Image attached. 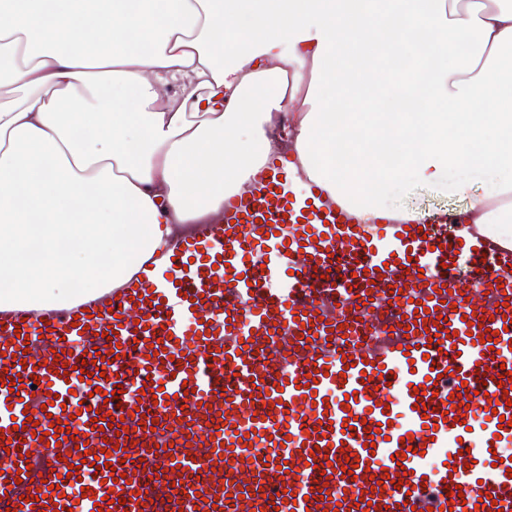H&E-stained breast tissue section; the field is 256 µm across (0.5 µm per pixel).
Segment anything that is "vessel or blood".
<instances>
[{"mask_svg":"<svg viewBox=\"0 0 512 512\" xmlns=\"http://www.w3.org/2000/svg\"><path fill=\"white\" fill-rule=\"evenodd\" d=\"M285 175L274 165L223 223L184 236L165 269L140 272L108 307L0 314V501L11 512H141L170 477V512H217L230 493L249 512H512V381L500 378L512 372V252L457 235L444 216L350 223L318 186L296 204ZM382 290L398 293L403 326L347 324L340 307H375ZM80 364L94 375L89 399L70 389ZM139 394L144 408L131 410ZM114 417L119 429H101ZM170 429L207 437L208 491L192 455H158ZM45 438L32 463L27 449ZM250 438L272 448L268 461L225 468ZM102 451L113 467L97 471ZM456 485L462 496H448Z\"/></svg>","mask_w":512,"mask_h":512,"instance_id":"1","label":"vessel or blood"}]
</instances>
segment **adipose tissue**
Instances as JSON below:
<instances>
[{
	"mask_svg": "<svg viewBox=\"0 0 512 512\" xmlns=\"http://www.w3.org/2000/svg\"><path fill=\"white\" fill-rule=\"evenodd\" d=\"M289 98L295 193L368 224L433 182L473 197L458 235L512 249V0H0V310L163 265L269 164ZM294 112H298L296 105L287 106L283 111L277 112L268 128V139L277 154L287 156L291 153V143L282 136V132L291 126Z\"/></svg>",
	"mask_w": 512,
	"mask_h": 512,
	"instance_id": "ef3b65f1",
	"label": "adipose tissue"
}]
</instances>
